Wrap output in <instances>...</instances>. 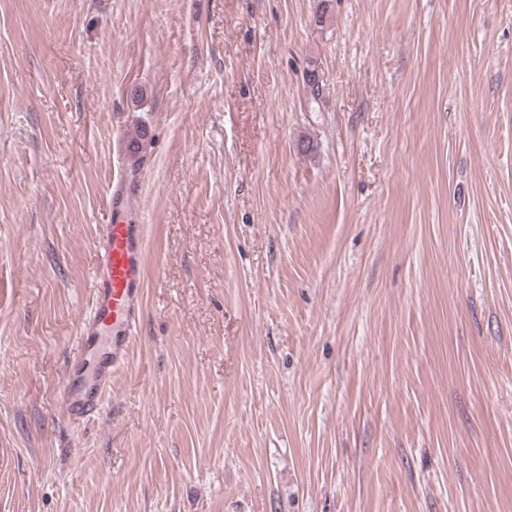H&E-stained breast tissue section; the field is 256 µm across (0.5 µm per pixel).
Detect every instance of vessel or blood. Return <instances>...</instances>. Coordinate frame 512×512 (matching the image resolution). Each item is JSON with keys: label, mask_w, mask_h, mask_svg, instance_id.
Returning a JSON list of instances; mask_svg holds the SVG:
<instances>
[{"label": "vessel or blood", "mask_w": 512, "mask_h": 512, "mask_svg": "<svg viewBox=\"0 0 512 512\" xmlns=\"http://www.w3.org/2000/svg\"><path fill=\"white\" fill-rule=\"evenodd\" d=\"M107 201L90 309L78 324V350L60 392L63 411L73 422L99 412L112 376L127 363L137 335L146 259L138 195L121 181L110 187Z\"/></svg>", "instance_id": "obj_1"}]
</instances>
